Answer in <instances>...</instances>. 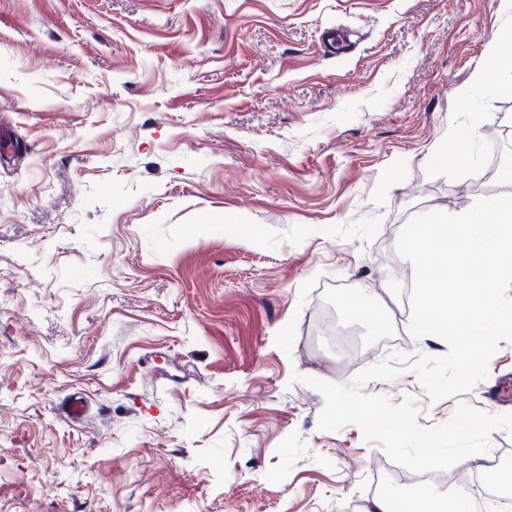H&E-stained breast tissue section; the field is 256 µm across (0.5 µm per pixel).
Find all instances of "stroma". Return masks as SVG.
I'll use <instances>...</instances> for the list:
<instances>
[{"mask_svg": "<svg viewBox=\"0 0 512 512\" xmlns=\"http://www.w3.org/2000/svg\"><path fill=\"white\" fill-rule=\"evenodd\" d=\"M510 25L500 0H0V512L367 508L391 461L320 430L304 380L447 352L409 332L396 241L512 153ZM507 378L504 342L461 396L364 391L428 427L512 413L484 397Z\"/></svg>", "mask_w": 512, "mask_h": 512, "instance_id": "obj_1", "label": "stroma"}]
</instances>
